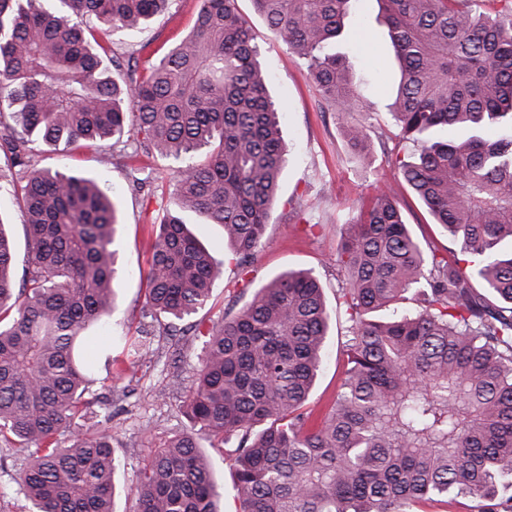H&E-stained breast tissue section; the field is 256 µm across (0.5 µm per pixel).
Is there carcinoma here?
I'll use <instances>...</instances> for the list:
<instances>
[{"mask_svg":"<svg viewBox=\"0 0 512 512\" xmlns=\"http://www.w3.org/2000/svg\"><path fill=\"white\" fill-rule=\"evenodd\" d=\"M60 2L66 17L40 0H0V114L12 121L0 184L28 245L18 283L0 219V443L24 459L18 485L33 512H115L112 433L76 420L96 382L89 342L117 301V209L92 179L35 168V151L131 138L135 156L200 154L176 170L178 210L154 218L146 307L172 336L221 273L184 215L222 225L248 274L286 149L238 0H200L193 30L144 73L92 49L82 21L133 31L171 0ZM251 2L306 60L323 105L341 118L375 111L329 51L354 0ZM377 2L398 62L389 113L396 138L415 146L394 165L456 249L425 248L391 186L342 225L347 362L320 415L308 400L330 315L312 272L281 273L231 319L190 325L203 356L187 426L139 469L140 512H223L204 438L232 449L235 512H405L461 497L512 512V0ZM448 128L464 134L444 139ZM372 133L350 128V146L363 151Z\"/></svg>","mask_w":512,"mask_h":512,"instance_id":"cac0c4a2","label":"carcinoma"}]
</instances>
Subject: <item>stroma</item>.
I'll return each instance as SVG.
<instances>
[{"label":"stroma","mask_w":512,"mask_h":512,"mask_svg":"<svg viewBox=\"0 0 512 512\" xmlns=\"http://www.w3.org/2000/svg\"><path fill=\"white\" fill-rule=\"evenodd\" d=\"M252 27L260 60L271 76L273 95L281 98V129L287 145V163L271 222L252 263L254 286L268 283L289 270H308L325 288L328 309L336 307L338 279L332 258L340 243L344 223L368 203L375 188L396 183L397 171L390 162L395 153L405 152L394 136L393 120L387 109L395 90L393 48L377 0H354L344 20L337 51L344 53L355 84L379 105L371 122L375 134L364 156L351 151L344 124L334 111L321 107L309 78L306 62L276 38L255 12L251 0H238ZM199 0H171L168 8L142 30L116 31L98 20L88 28L102 44L132 58L138 67L163 56L192 27ZM37 167L95 178L118 204L120 227L117 306L109 320L112 359L123 370L122 378L105 380L93 388L94 402L85 421L112 432L113 446L122 461L120 479L133 484L136 472L156 448L179 433L186 420L180 407L193 389L200 367L202 340L183 337L178 350H171L167 337L157 338L142 358L132 359L123 339H136L147 319L146 273L151 260L155 231L151 219L158 207L175 208L171 178L175 160L158 156H131L115 147L111 158L102 149L72 147L35 156ZM135 167L153 171L151 183L134 186L130 172ZM403 216L413 233L438 248L448 245L425 209L408 189H400ZM187 223L197 238L222 261V272L212 284L207 305L196 318L211 324L235 315L249 300V293L234 284L236 269L225 263L224 232L220 225L205 224L195 215ZM345 331L341 321L332 320L325 360L309 405L326 410L334 401L344 377ZM165 399H157V391Z\"/></svg>","instance_id":"35a3bbf8"}]
</instances>
